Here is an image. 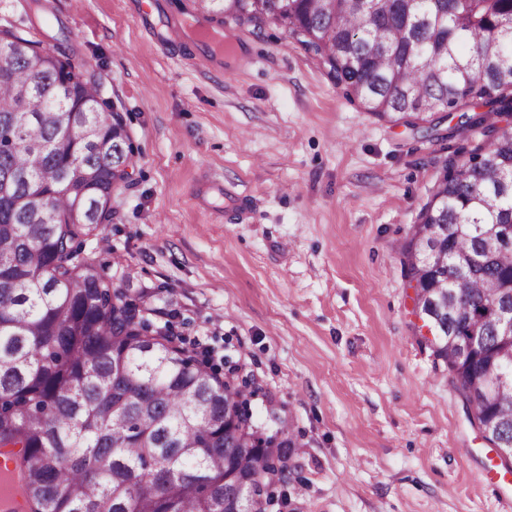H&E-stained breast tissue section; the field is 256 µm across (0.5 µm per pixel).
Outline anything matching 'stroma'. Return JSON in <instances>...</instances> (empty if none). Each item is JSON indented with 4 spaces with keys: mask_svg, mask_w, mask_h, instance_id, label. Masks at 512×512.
<instances>
[{
    "mask_svg": "<svg viewBox=\"0 0 512 512\" xmlns=\"http://www.w3.org/2000/svg\"><path fill=\"white\" fill-rule=\"evenodd\" d=\"M0 0V25L67 39L123 112L136 149L116 220L86 241L128 293L151 288L216 370L241 368L258 424L284 410L295 443L268 512H512V474L422 338L401 249L450 149L351 101L280 30L220 31L229 69L166 43L142 6Z\"/></svg>",
    "mask_w": 512,
    "mask_h": 512,
    "instance_id": "stroma-1",
    "label": "stroma"
}]
</instances>
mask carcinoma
Segmentation results:
<instances>
[{
	"mask_svg": "<svg viewBox=\"0 0 512 512\" xmlns=\"http://www.w3.org/2000/svg\"><path fill=\"white\" fill-rule=\"evenodd\" d=\"M224 19L274 25L380 118L433 122L458 113L448 138L482 129L467 156L448 155L403 248L420 289L436 359L487 440L512 447V386L487 397L479 371L500 336L491 310H512V136L485 107L512 114V0H219ZM40 52L51 66L33 71ZM135 150L122 113L100 102L93 70L67 45L0 27V492L21 512H224L237 483L267 494L287 470L288 421L256 437L257 394L233 384L152 327L138 300L84 253L114 221L112 192ZM94 172L79 185L75 168ZM477 338L470 366L457 339Z\"/></svg>",
	"mask_w": 512,
	"mask_h": 512,
	"instance_id": "1",
	"label": "carcinoma"
}]
</instances>
